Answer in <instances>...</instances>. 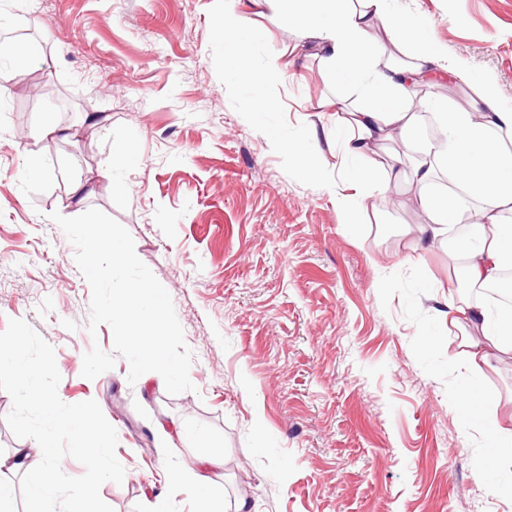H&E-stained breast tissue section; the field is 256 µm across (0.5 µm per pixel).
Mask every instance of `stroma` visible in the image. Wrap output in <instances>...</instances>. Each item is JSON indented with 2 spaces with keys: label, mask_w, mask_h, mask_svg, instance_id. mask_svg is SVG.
Masks as SVG:
<instances>
[{
  "label": "stroma",
  "mask_w": 512,
  "mask_h": 512,
  "mask_svg": "<svg viewBox=\"0 0 512 512\" xmlns=\"http://www.w3.org/2000/svg\"><path fill=\"white\" fill-rule=\"evenodd\" d=\"M459 78L437 96L468 107L496 86L512 109V0H387ZM11 41L38 47L18 66L0 55V338L36 374L0 369V458L51 430L41 401L110 422V467L55 433L59 478L40 512L89 495L93 512H197L173 475L200 466L214 501L235 512H512L486 466L494 428L512 423V353L472 368L443 316L446 246L416 251L407 225L425 213L411 188L389 213L347 212L353 165L335 191L273 148L339 165L345 137L319 119L336 87L286 14L245 25L251 71L286 64L253 109L249 75L225 70L224 0H0ZM65 129L42 141L43 126ZM131 152L127 160L118 149ZM96 208L131 234L169 292L193 354V390L168 394L129 365L82 374L92 346L91 290L51 212ZM186 436H178L176 427ZM52 431V430H51Z\"/></svg>",
  "instance_id": "35a3bbf8"
}]
</instances>
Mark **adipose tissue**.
<instances>
[{
  "label": "adipose tissue",
  "mask_w": 512,
  "mask_h": 512,
  "mask_svg": "<svg viewBox=\"0 0 512 512\" xmlns=\"http://www.w3.org/2000/svg\"><path fill=\"white\" fill-rule=\"evenodd\" d=\"M384 2L224 0V35L239 40L247 12L264 8L286 13L302 38L325 52L343 97L364 101L342 119L350 133L340 162L355 166L356 188L354 194L339 195V205L348 211L358 200L395 205L400 180L408 178L416 202L429 215L428 223L408 226V235L428 250L447 238L453 225L469 222L473 244L449 256L457 261L467 288H485L512 267V109L498 104L494 86L475 88L466 111L437 113L442 138L375 165L379 144L407 134L417 112L431 107V99H416V89L454 73L447 58L424 43L415 28L391 15ZM377 28L390 35L394 56L380 58L371 44L370 34ZM448 320L462 332L464 354L474 367L489 365L493 351H512V310L494 309L452 292ZM53 427L79 430L86 437L81 448L89 460L106 466L110 426L105 418L83 411L54 419ZM10 466L36 475L33 501H41L57 483L48 435H38L33 447L17 449Z\"/></svg>",
  "instance_id": "1"
}]
</instances>
